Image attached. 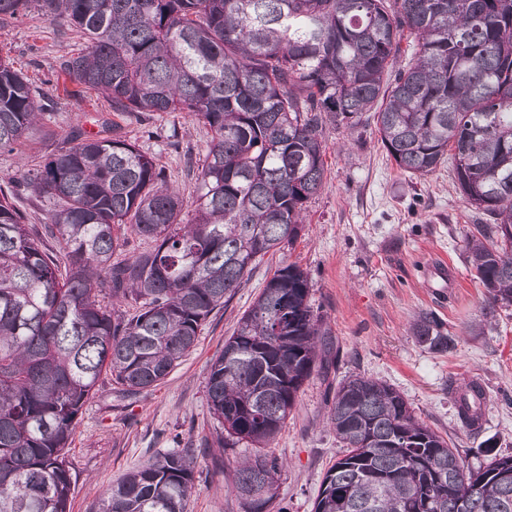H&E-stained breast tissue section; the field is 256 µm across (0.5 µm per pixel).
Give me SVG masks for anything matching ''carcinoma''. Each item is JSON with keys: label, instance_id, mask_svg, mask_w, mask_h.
Segmentation results:
<instances>
[{"label": "carcinoma", "instance_id": "cac0c4a2", "mask_svg": "<svg viewBox=\"0 0 512 512\" xmlns=\"http://www.w3.org/2000/svg\"><path fill=\"white\" fill-rule=\"evenodd\" d=\"M32 7L83 39L60 63L75 94L183 112L212 136L187 221L155 159L115 133L79 132L29 175L56 202L47 223L0 197V512H70L68 447L101 376L128 394L158 386L256 259L293 247L324 183L329 126L351 132L371 114L412 175L453 158L461 195L492 217L467 236L470 269L487 307L512 305V0H0V20ZM39 97L0 57L1 150L51 117ZM127 231L155 246L114 262ZM308 295L299 266L277 268L209 368L214 419L258 448L232 473L245 512L275 508L280 462L260 449L326 361ZM411 332L455 347L430 314ZM457 404L479 426L481 388ZM327 422L345 454L313 512H512V456L465 467L381 381L344 379ZM193 488V459L172 451L112 485L102 512H186Z\"/></svg>", "mask_w": 512, "mask_h": 512}]
</instances>
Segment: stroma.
Here are the masks:
<instances>
[{
	"instance_id": "stroma-1",
	"label": "stroma",
	"mask_w": 512,
	"mask_h": 512,
	"mask_svg": "<svg viewBox=\"0 0 512 512\" xmlns=\"http://www.w3.org/2000/svg\"><path fill=\"white\" fill-rule=\"evenodd\" d=\"M81 44L75 33L34 10L0 23V55L54 110L22 151L0 150V192L27 223H44L53 202L28 190L26 175L73 130L94 136L108 123L154 157L166 182L193 201L196 176L190 167L205 155L209 130L178 112L136 117L112 111L92 92L74 97L59 63ZM324 140V185L307 204L294 248L264 257L228 306L208 317L195 348L160 385L129 397L106 381L85 404L68 453L70 512H101L109 486L178 446L190 449L194 462L188 512H244L229 475L253 448L244 442L218 448L225 432L207 402L209 366L284 263L307 272L309 303L323 320L333 357L328 369L304 383L269 447L282 462L279 503L287 512H311L327 469L342 453L326 419L338 384L351 375L397 390L468 467L487 463L489 442L495 453L512 455V306L488 311L481 283L464 264L466 237L482 216L461 196L452 162L424 177L404 172L370 122L351 133L327 129ZM442 260L456 275V286L430 278V266ZM423 313L433 314L455 337L452 352L431 350L412 336L410 327ZM472 383L485 395L475 430L463 425L456 404L458 388Z\"/></svg>"
}]
</instances>
